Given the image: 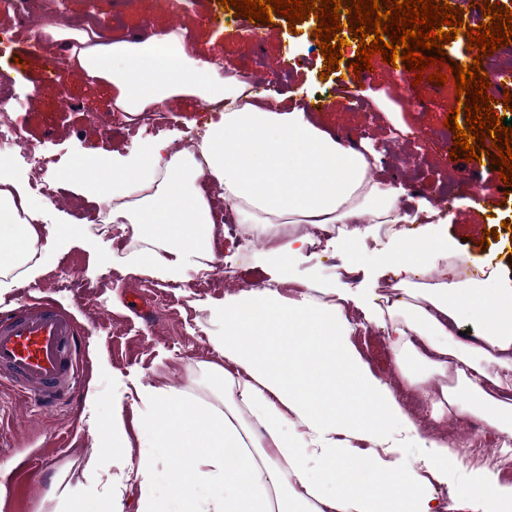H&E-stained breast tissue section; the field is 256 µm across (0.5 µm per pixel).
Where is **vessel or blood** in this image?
I'll return each mask as SVG.
<instances>
[{"label":"vessel or blood","instance_id":"1","mask_svg":"<svg viewBox=\"0 0 512 512\" xmlns=\"http://www.w3.org/2000/svg\"><path fill=\"white\" fill-rule=\"evenodd\" d=\"M83 334L50 301L0 312V378L46 410L71 400L81 382Z\"/></svg>","mask_w":512,"mask_h":512}]
</instances>
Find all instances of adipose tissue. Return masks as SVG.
Instances as JSON below:
<instances>
[{
    "mask_svg": "<svg viewBox=\"0 0 512 512\" xmlns=\"http://www.w3.org/2000/svg\"><path fill=\"white\" fill-rule=\"evenodd\" d=\"M152 42H115L81 50L74 62L83 77L131 115L171 99L221 103L196 154L164 157L157 143L138 146L125 162L93 152L69 177L88 195L111 191L112 221L130 225L141 243L127 258L131 269L163 282H180L187 268L206 269L213 258L214 219L192 184L210 175L224 190L240 223L255 237L271 225L284 230L261 256L274 287L244 290L210 305L207 334L222 363L207 364L212 402L187 393L135 384L145 411L140 432L149 447L173 448L178 464L158 473L151 456L130 465L129 440L114 415L109 456L89 460L84 494L65 512H123L127 481L137 487L136 512H169L156 493L157 478L184 498L186 512H448L437 484L461 478L457 512H512V483L502 484L448 453L447 441L425 437L393 390L355 351L349 316L385 329L401 383L431 399L434 414L455 412L487 420L512 443V288H490L453 273L457 253L435 225V209L420 202L427 221L400 230L383 252L395 294L373 297L315 281L297 297H283L289 270L308 238L298 224L337 228L332 246L356 256L382 224L400 223V189L370 176L371 161L313 124L298 105L248 101L243 86L208 61L180 52L175 67L153 63ZM40 206L27 197L0 158V295L22 285L45 259L30 260ZM26 220H18V212ZM475 325L471 336L463 324ZM421 450L418 467L402 463L407 444ZM216 480L221 495L195 497L202 481Z\"/></svg>",
    "mask_w": 512,
    "mask_h": 512,
    "instance_id": "1",
    "label": "adipose tissue"
}]
</instances>
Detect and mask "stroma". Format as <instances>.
<instances>
[{"mask_svg": "<svg viewBox=\"0 0 512 512\" xmlns=\"http://www.w3.org/2000/svg\"><path fill=\"white\" fill-rule=\"evenodd\" d=\"M210 6V0H56L52 6L47 0H0V30L18 27L24 17L40 24L50 17H91L101 23L103 39L111 42H142L147 35L183 28L192 34L187 52L218 62L223 70L261 61L265 84L257 91V103L270 101L275 93L306 104L324 102L325 110L312 114V121L370 152L375 181L403 188L399 212L407 220L400 223V230L414 231L409 218L416 213L417 200L435 201L438 185L451 182L453 198L438 211L449 235L462 247L456 264L464 272L477 273L489 262L501 278L512 281V204L496 206L483 190L496 174V166L485 164L480 176L468 177L450 167L449 145L429 141L432 134L444 130L447 111L457 105L453 83L426 84V96L438 106L431 112L409 102L400 79L385 74L355 79L349 65L356 57L355 47H344L338 69L325 71L314 35L315 19L301 21L292 29L287 18L275 16V31L258 45L247 37L249 30L257 28V21L234 11L225 12L223 28L203 24ZM116 14L122 18L118 27L110 24ZM56 48V41L51 40L35 47L19 42L0 50V69H12L15 58L24 60L14 75L11 118L27 147L53 157L49 173L56 176L58 187L57 200L46 203L36 222L41 250L50 254L51 261L34 280L1 295L0 308L49 299L68 309L73 299H81L86 308L83 381L75 403L45 411L23 402L13 383L0 380V472L7 488L0 512H54L58 491L52 477H64L74 488L82 482L87 460L99 451V439L89 432L83 417L88 392L98 396L102 422L111 420L113 406H122L130 441L128 455L134 462L142 448L131 395L124 386L127 377L211 400L203 366L220 362L221 356L204 330L208 313L202 305L262 287L267 280L256 263L267 244L244 230L225 234L215 245L216 259L226 267L215 270L210 287L200 295L190 287L197 278L194 270L186 272L187 287L174 288L122 265V255L138 246L129 225L115 224L101 234L87 222L80 237L56 245L49 242L55 225L75 223L76 209L95 210L100 205L99 199L77 193L66 180L75 160L95 148L107 156L124 155L139 143L138 138L118 134L126 113L113 111L111 95L89 84L80 72L65 66L54 82L39 81L41 56ZM341 76L351 79L353 91L368 98L369 111L354 109L336 91ZM64 94L74 98L73 107L61 105ZM162 115L161 141L170 152L186 140H201L213 119L195 98L165 102ZM106 124L115 127V134L98 135V127ZM488 230L498 231L499 236L486 245L482 239ZM388 240L383 229L366 238L356 258L361 270L352 274L345 271L350 261L347 255L317 243L295 265L294 283L281 285L279 291L282 296H294L299 281L314 279L355 288L366 276L373 278L375 288H383L391 280L379 265ZM352 340L376 377L397 382L394 355L380 326L367 324ZM399 398L422 433L446 438L452 452L470 467L489 470L487 458L473 452V416L450 414L437 421L421 410L417 393L405 391ZM30 475L36 476L39 490L28 487Z\"/></svg>", "mask_w": 512, "mask_h": 512, "instance_id": "obj_1", "label": "stroma"}]
</instances>
